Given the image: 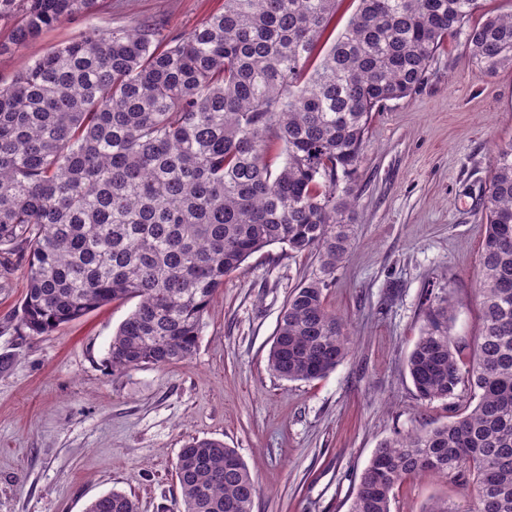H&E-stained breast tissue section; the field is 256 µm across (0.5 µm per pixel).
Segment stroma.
I'll use <instances>...</instances> for the list:
<instances>
[{"instance_id":"stroma-1","label":"stroma","mask_w":512,"mask_h":512,"mask_svg":"<svg viewBox=\"0 0 512 512\" xmlns=\"http://www.w3.org/2000/svg\"><path fill=\"white\" fill-rule=\"evenodd\" d=\"M224 0H99L94 12L0 55V83L88 28L144 19L184 36ZM353 176L355 238L325 291L353 338L325 377L288 381L267 367L283 307L317 267L274 245L226 276L193 355L122 373L112 335L135 308L117 302L42 336L20 329L21 277L0 284V512H85L110 491L137 512H176L185 442L236 450L258 485L253 512H349L375 450L396 434L448 422L447 401L421 400L405 369L425 300L454 303L451 334L473 344L485 234L481 199L494 153L512 143V68L489 76L451 39L424 82L374 113ZM474 487L429 474L405 479L391 512L459 508Z\"/></svg>"}]
</instances>
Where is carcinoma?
<instances>
[{"label":"carcinoma","mask_w":512,"mask_h":512,"mask_svg":"<svg viewBox=\"0 0 512 512\" xmlns=\"http://www.w3.org/2000/svg\"><path fill=\"white\" fill-rule=\"evenodd\" d=\"M337 2L224 0L167 42L150 21L89 28L0 85V279L25 278L20 328L40 336L136 298L112 372L183 361L224 277L278 244L319 266L288 298L269 370L310 381L347 358L324 289L351 245L372 112L420 85L453 36L480 70L511 68L512 14L472 26L479 0H358L323 49ZM95 6L0 0V20H14L0 53ZM481 215L480 335L454 341V304L431 302L405 362L420 399L460 405L382 443L349 512H391L398 484L423 473L473 483L467 512H512V143L493 158ZM175 470L180 512H253L255 481L224 441L186 443ZM86 512L137 506L112 491Z\"/></svg>","instance_id":"carcinoma-1"}]
</instances>
